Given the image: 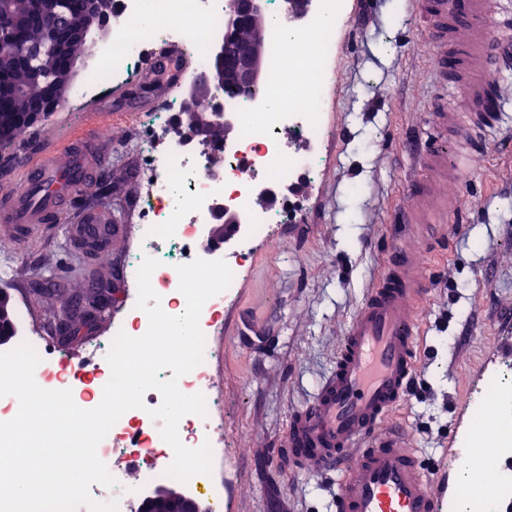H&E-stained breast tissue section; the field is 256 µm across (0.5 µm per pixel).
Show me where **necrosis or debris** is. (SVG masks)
<instances>
[{
    "label": "necrosis or debris",
    "mask_w": 512,
    "mask_h": 512,
    "mask_svg": "<svg viewBox=\"0 0 512 512\" xmlns=\"http://www.w3.org/2000/svg\"><path fill=\"white\" fill-rule=\"evenodd\" d=\"M344 9L345 0H314L306 24L290 35H283L280 26H271L266 32L271 67L259 93L231 97L221 88L212 91L211 110L216 120H223L229 109L240 124L239 138L228 146L219 138L196 143L180 139L173 133L172 121L186 85L208 68L212 47L224 40L223 0H119L112 38L95 50V64L78 91L79 97L90 98L106 85L132 81L135 68L149 49H195L192 57L186 58L178 81L169 85L167 98L140 127L139 238L125 262V304L114 316L109 335L86 343L92 367L84 373L69 371L66 363L50 359L43 328L30 321L26 308L18 310L17 339L30 343L41 358L34 374L37 384L46 390H71L78 407L92 409L101 402L111 376L106 355L114 335L124 332L138 337L148 328L147 315L137 307V272L143 259L159 260L151 285L161 297L162 309L172 316L186 309V299L178 290L177 265L197 258L225 260L234 281L202 308V361L177 379L183 393H200L205 398V415L183 416L178 434L187 447L206 444L211 448L214 465L210 473L197 475L193 483L194 488L204 490L210 512L224 509V480L219 467L224 459V416L211 386L218 356L214 335L235 297L236 279L243 271L242 257L253 245L270 240L273 225L298 213L288 199L260 204L258 182L272 186L298 173L312 174L320 166L321 147L329 140L322 104L336 54V38L323 28L322 21L329 16L343 17ZM286 129L308 141L311 154L286 151L280 138ZM218 204L237 211L244 227L234 255L226 258L216 249H198ZM508 400H512V374L508 372L496 374L481 391L466 397L477 435L464 460L474 471H483L496 458L512 455V411L503 409ZM161 401L158 391H147L143 408L126 411L97 447L103 461L117 454L151 460L142 480L146 486L165 480L173 460V450L160 434V421L150 415ZM494 481V486L481 485L468 492L470 512H497L501 501L512 497V470H500Z\"/></svg>",
    "instance_id": "1"
}]
</instances>
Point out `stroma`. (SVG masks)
Listing matches in <instances>:
<instances>
[{
  "instance_id": "1",
  "label": "stroma",
  "mask_w": 512,
  "mask_h": 512,
  "mask_svg": "<svg viewBox=\"0 0 512 512\" xmlns=\"http://www.w3.org/2000/svg\"><path fill=\"white\" fill-rule=\"evenodd\" d=\"M419 8L420 0H347L323 105L334 136L316 176L295 177L275 192L296 202L305 220L278 225L271 241L252 250L224 314L212 381L224 404V494L234 512H331L333 476L290 471L272 450L334 367L341 336L384 270L388 228L407 204L416 173L415 150L429 142L432 101L458 103L439 83L434 41ZM494 77L507 101L502 124L485 132L466 181L453 187L458 206L448 221L465 234L427 260L438 286L420 309L426 356L392 417L430 468L450 465L464 451L471 431L465 393L479 391L494 371L512 369V320L500 317L502 308H512V69ZM161 93L160 83L132 81L112 84L80 106L67 98L0 147L1 161L88 129L105 159L87 203L112 218L109 249L79 253L64 219L24 240L0 225L5 289L80 363L85 340L107 335L110 315L75 335L60 334L70 314L54 296L34 294L32 274L54 272L68 292L84 297L99 287L111 294L112 309L121 307L139 192L129 143ZM240 312L269 329L265 341L236 335ZM448 473L457 470L450 465Z\"/></svg>"
}]
</instances>
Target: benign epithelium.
Segmentation results:
<instances>
[{
  "label": "benign epithelium",
  "mask_w": 512,
  "mask_h": 512,
  "mask_svg": "<svg viewBox=\"0 0 512 512\" xmlns=\"http://www.w3.org/2000/svg\"><path fill=\"white\" fill-rule=\"evenodd\" d=\"M312 0H281L280 16L285 23H295L310 11ZM114 13V0H83L81 11L62 22H53L41 32L39 41L27 40V19L12 13L6 0H0V45L11 46L17 63L28 71L30 80L41 85V106L36 111L20 110L14 105L17 91L7 76L0 73V142L12 141L17 132L48 116L67 96L71 82H56L37 65L45 53L55 56L58 66L67 76H73L78 58L72 47L84 41L93 29L107 28ZM261 15L260 0H231L224 11V45L213 63L200 76L205 90L213 86L253 88L262 83L266 54L264 27L256 23ZM180 133L187 138L209 136L214 126L213 114L200 111L189 104L179 122ZM239 215L227 207L216 213L208 243L216 245L231 239ZM10 329V298L0 290V342L8 338ZM139 512H205L203 504L194 497L169 488L156 487L142 498Z\"/></svg>",
  "instance_id": "1"
}]
</instances>
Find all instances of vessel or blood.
I'll return each mask as SVG.
<instances>
[{"label":"vessel or blood","mask_w":512,"mask_h":512,"mask_svg":"<svg viewBox=\"0 0 512 512\" xmlns=\"http://www.w3.org/2000/svg\"><path fill=\"white\" fill-rule=\"evenodd\" d=\"M429 24L440 83L462 89V109L433 107L434 141L419 158L420 178L408 185V203L390 228L392 247L377 283L369 288L345 330L333 372L298 410L280 456L289 469L322 475L339 469L335 512H446L447 474L423 467L403 431L387 419L408 394L421 351L420 305L434 285L425 257L448 239L451 187L470 170L455 140L497 126L504 95L493 77L503 61L491 28L492 0H421ZM80 132L65 148L12 159L0 190V222L16 238L54 223L65 203L96 180L101 166ZM74 239L95 250L112 237L96 208L83 209L71 226Z\"/></svg>","instance_id":"vessel-or-blood-1"}]
</instances>
